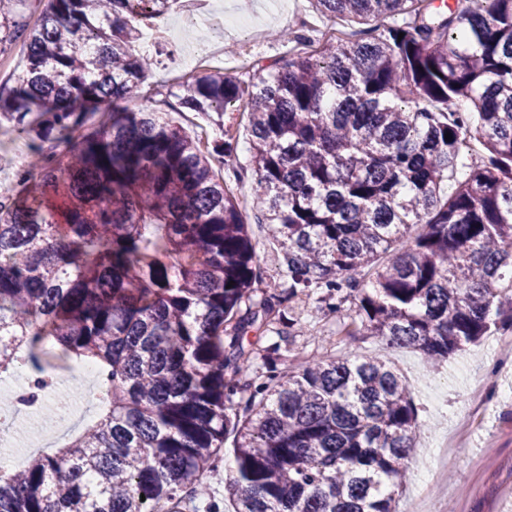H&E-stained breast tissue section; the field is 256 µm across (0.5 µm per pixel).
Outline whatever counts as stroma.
I'll return each instance as SVG.
<instances>
[{"instance_id":"stroma-1","label":"stroma","mask_w":512,"mask_h":512,"mask_svg":"<svg viewBox=\"0 0 512 512\" xmlns=\"http://www.w3.org/2000/svg\"><path fill=\"white\" fill-rule=\"evenodd\" d=\"M239 12L259 15L265 36L258 44L260 56L283 58L287 45L274 40L275 32L292 24L294 13L318 23L322 17L312 0H288L287 10L274 0H227ZM169 119L192 136H206L209 143L224 137L225 127L243 132L244 108L229 107L223 120L197 112L169 110ZM30 139L8 118L0 119V185H12L19 168L30 159ZM243 219L258 244L263 282L255 294L268 295L269 286L281 279L282 260L266 239L256 219L258 187L251 172H242L234 184ZM350 308L305 318L282 355L283 366H296L305 356L324 354L339 359L375 356L391 366L407 383L418 421L425 428L420 440L448 436L453 440L455 464L443 467L427 449H419V461L432 482L417 489L412 475H405L397 498V512H406L409 500L424 494L434 512H512V404L503 399V388L512 386V367L502 365L490 349L491 337L450 355L447 361L429 366L411 348H398L359 333L351 323Z\"/></svg>"}]
</instances>
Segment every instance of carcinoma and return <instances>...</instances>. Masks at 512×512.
I'll list each match as a JSON object with an SVG mask.
<instances>
[{
	"label": "carcinoma",
	"mask_w": 512,
	"mask_h": 512,
	"mask_svg": "<svg viewBox=\"0 0 512 512\" xmlns=\"http://www.w3.org/2000/svg\"><path fill=\"white\" fill-rule=\"evenodd\" d=\"M17 2L0 0V45L19 37ZM174 2L47 0L0 84L31 140L18 182L61 200L20 206L0 188V372H45L52 351L106 390L80 435L0 468V512H225L205 476L230 435L232 512H395L421 428L398 374L377 357L280 370V334L258 375L243 336L293 327L281 306L321 288L328 312L352 302L367 335L432 366L512 329V0H314L368 28L310 52L292 27L275 34L288 59L193 79L180 107L248 108L256 206L287 280L259 301L237 137L213 148L219 178L213 151L130 108L152 65L134 46ZM470 134L486 155L467 157Z\"/></svg>",
	"instance_id": "obj_1"
}]
</instances>
